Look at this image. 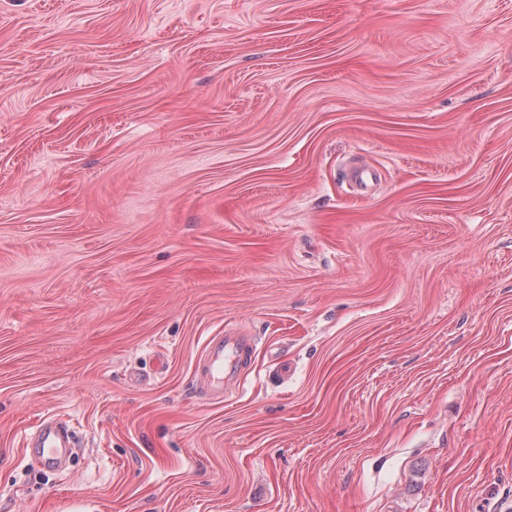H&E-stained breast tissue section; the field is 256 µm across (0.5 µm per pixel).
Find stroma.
<instances>
[{
  "label": "stroma",
  "mask_w": 512,
  "mask_h": 512,
  "mask_svg": "<svg viewBox=\"0 0 512 512\" xmlns=\"http://www.w3.org/2000/svg\"><path fill=\"white\" fill-rule=\"evenodd\" d=\"M0 512H512V0H0ZM256 351L255 337L240 330H225L206 340L195 365L199 394L211 401L239 390ZM32 446L45 466L59 467L65 457L76 447L71 429L54 419H44L32 433Z\"/></svg>",
  "instance_id": "1"
}]
</instances>
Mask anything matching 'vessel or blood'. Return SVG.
<instances>
[{
    "label": "vessel or blood",
    "mask_w": 512,
    "mask_h": 512,
    "mask_svg": "<svg viewBox=\"0 0 512 512\" xmlns=\"http://www.w3.org/2000/svg\"><path fill=\"white\" fill-rule=\"evenodd\" d=\"M256 351V341L240 330H228L208 337L195 365L199 394L211 401L239 390ZM42 463L56 467L76 446L71 429L56 420L44 419L37 425L30 441Z\"/></svg>",
    "instance_id": "1"
}]
</instances>
